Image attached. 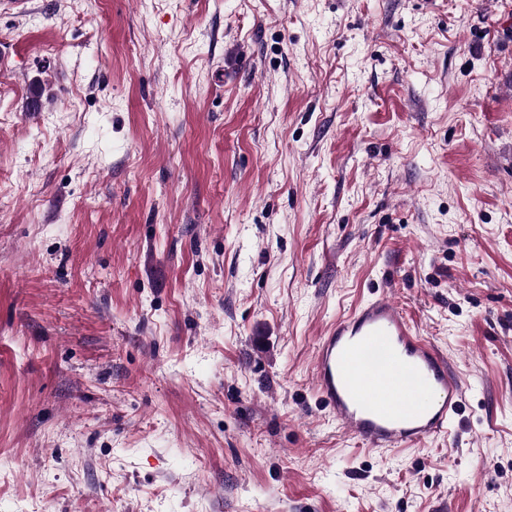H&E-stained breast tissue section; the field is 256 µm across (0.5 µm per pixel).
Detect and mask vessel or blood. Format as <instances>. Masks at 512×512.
I'll use <instances>...</instances> for the list:
<instances>
[{"mask_svg": "<svg viewBox=\"0 0 512 512\" xmlns=\"http://www.w3.org/2000/svg\"><path fill=\"white\" fill-rule=\"evenodd\" d=\"M314 381L344 433L384 451L448 434L462 403L447 358L383 294L320 338Z\"/></svg>", "mask_w": 512, "mask_h": 512, "instance_id": "obj_1", "label": "vessel or blood"}]
</instances>
